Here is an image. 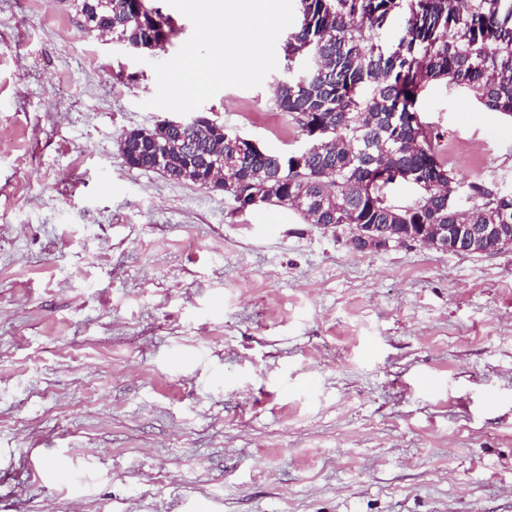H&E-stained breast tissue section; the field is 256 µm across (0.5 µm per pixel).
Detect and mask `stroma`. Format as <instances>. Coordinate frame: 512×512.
I'll return each instance as SVG.
<instances>
[{
	"label": "stroma",
	"instance_id": "1",
	"mask_svg": "<svg viewBox=\"0 0 512 512\" xmlns=\"http://www.w3.org/2000/svg\"><path fill=\"white\" fill-rule=\"evenodd\" d=\"M166 49L0 0V512H512V251H354L350 226L125 164ZM203 112L252 120L273 86ZM416 109L471 183L512 189V117L440 79Z\"/></svg>",
	"mask_w": 512,
	"mask_h": 512
}]
</instances>
